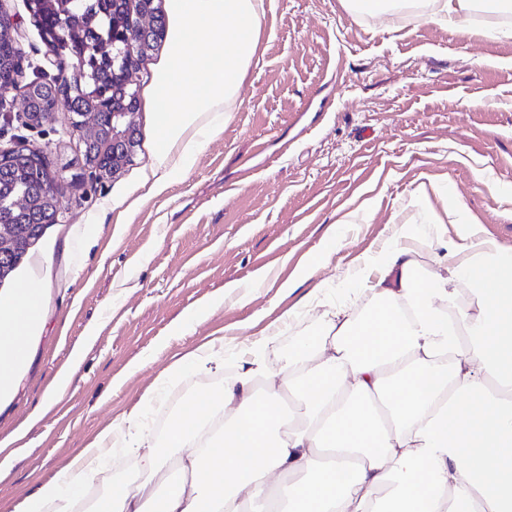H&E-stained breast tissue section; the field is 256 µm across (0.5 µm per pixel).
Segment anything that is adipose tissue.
<instances>
[{
  "label": "adipose tissue",
  "mask_w": 512,
  "mask_h": 512,
  "mask_svg": "<svg viewBox=\"0 0 512 512\" xmlns=\"http://www.w3.org/2000/svg\"><path fill=\"white\" fill-rule=\"evenodd\" d=\"M480 0H426L428 20L467 27ZM167 49L145 109L156 131L145 181L186 172L221 132L258 54L267 0H166ZM458 202L431 214L433 257L394 245L356 257L351 276L373 303L324 313L318 338L277 369L252 343L223 385L170 424L179 474L138 432L103 430L25 512H75L113 449L138 460L94 512H512V250ZM458 226L449 237V226ZM44 291L25 280L0 293V395L14 392L41 323Z\"/></svg>",
  "instance_id": "1"
}]
</instances>
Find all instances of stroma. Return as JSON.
<instances>
[{
    "instance_id": "35a3bbf8",
    "label": "stroma",
    "mask_w": 512,
    "mask_h": 512,
    "mask_svg": "<svg viewBox=\"0 0 512 512\" xmlns=\"http://www.w3.org/2000/svg\"><path fill=\"white\" fill-rule=\"evenodd\" d=\"M259 60L238 103L192 167L146 196L155 140L139 112L140 146L120 176L79 167L83 143L59 111L28 125L21 90L0 115V147L43 149L61 180L55 222L0 289L22 279L48 295L17 390L0 402V512L26 499L108 427L163 425L219 384L174 362L224 340L233 373L261 333L268 365L322 328L326 305L353 299L355 256L396 241L404 224L428 261L435 227L420 184L454 191L465 217L512 247V38L488 18L451 30L419 16L381 22L347 0H269ZM29 70L55 66L25 0H0ZM373 199L370 213L360 212ZM349 223H342V216ZM335 229L340 247L313 267ZM302 278L294 291L283 284ZM81 357H74V350ZM66 389L55 392L61 373Z\"/></svg>"
}]
</instances>
